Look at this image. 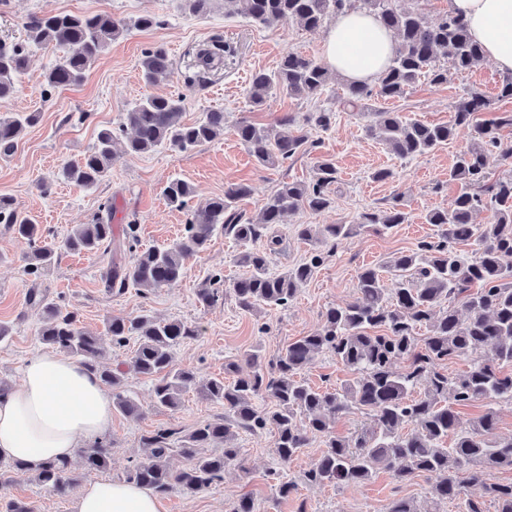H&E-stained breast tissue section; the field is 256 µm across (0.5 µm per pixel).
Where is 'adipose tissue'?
<instances>
[{"label": "adipose tissue", "mask_w": 512, "mask_h": 512, "mask_svg": "<svg viewBox=\"0 0 512 512\" xmlns=\"http://www.w3.org/2000/svg\"><path fill=\"white\" fill-rule=\"evenodd\" d=\"M472 40L502 73L512 74V0H448ZM396 43L368 12L338 14L322 45L324 63L350 82L374 83ZM112 421V398L99 379L70 358L44 352L29 358L17 387L0 395V456L38 468L72 458ZM73 512H161L149 489L120 480L88 484Z\"/></svg>", "instance_id": "adipose-tissue-1"}]
</instances>
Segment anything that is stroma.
<instances>
[{
	"instance_id": "1",
	"label": "stroma",
	"mask_w": 512,
	"mask_h": 512,
	"mask_svg": "<svg viewBox=\"0 0 512 512\" xmlns=\"http://www.w3.org/2000/svg\"><path fill=\"white\" fill-rule=\"evenodd\" d=\"M100 11L126 19L149 12L158 17L159 23L114 39L80 84L56 90L49 97L43 93L44 74L58 51L51 47L35 50L17 94L0 105V114L39 115L38 121L24 131L13 153L0 154V196L10 197L38 224L48 242L61 244L75 225L88 223L99 204L108 200L114 225L137 224L142 247H162L180 235L185 222L184 212L168 205L163 195L172 178L192 183L202 200L223 194L231 184H249L254 193L242 207L253 215L280 181L310 180L319 154L332 158L339 173L332 194L334 203L320 213L302 209L286 217L278 227L282 243L271 256L272 269H286L305 257L307 246L296 236L297 225L352 224L362 211L387 207L396 197L409 221L388 231L364 232L342 240L335 256L300 288L288 307L257 313L239 310L230 295L213 307L203 306L198 300V289L211 274L223 273L229 284L245 273L236 262L237 246L223 235H214L203 252L189 259L187 275L177 286L154 292L131 288L122 294H110L100 285L99 275L108 262L102 255L62 253L51 270L44 272L38 282H31L23 271L26 241L0 224V322L11 327L10 336L0 341V381L12 387L19 384L26 360L46 349L36 336L42 311L28 300L34 285L51 299L77 310L86 330L102 335L104 365L108 368L129 362L136 343L130 340L121 346L113 344L104 334L106 319L145 312L200 327V336L174 351L175 362L194 369L198 382L223 377L225 360L239 358L256 346L265 359L276 357L288 342L318 329L326 308L353 298L361 267L381 264L392 254L411 249L431 236L434 228L426 224V213L450 207L460 190L449 172L456 155L467 144L466 134H458L424 157L401 160L367 135L372 112L394 111L430 124L444 123L458 100L470 91L482 93L490 102L483 119L512 111V100L497 98L503 75L487 60L473 71L449 74L447 84L442 86L420 82L400 99L373 104L368 113L344 109L347 83L336 74L330 76L319 99L282 96L273 100L270 108L254 110L248 100L252 72L274 70L287 51L321 58L326 31H307L294 24L269 28L254 25L245 14L243 0L230 7L224 0H211L200 14L189 13L183 0H0V38L25 39L22 23L31 13ZM216 39L231 48L224 57L223 69L189 82L195 50ZM159 45L168 51L174 73L157 85V92L183 95L182 119L188 123L202 118L205 112L223 111V137L186 154L160 148L141 156L118 158L108 177L90 189L65 179L64 165L78 161L95 143L101 129L117 126L124 112L147 93L139 62L145 49ZM318 108L331 110L334 119L328 130H310L311 139L318 144L315 154L295 156L279 167H258L232 133L244 117L268 125L286 114L303 120L306 113ZM383 167L393 170L395 179L372 181L371 172ZM41 182L52 183L50 195L39 193L37 185ZM125 384L141 404L143 414L134 419L113 412L112 424L103 435L112 448V462L105 471L82 475L80 486L125 479L131 462L144 453L141 436L146 431L172 428L184 436L224 415L223 404L202 399L194 389L183 394L178 409L170 411L154 407L153 379L130 372ZM235 444L241 450V467L228 469L223 481L195 494L175 490L163 495V512H229L232 502L243 496L252 498L256 512H297L302 503L309 512H384L398 493L414 498L423 510L429 506V490L434 482L430 476H418L400 486L381 471L358 486L308 487L304 474L324 448L319 437L282 466L277 463L270 432L237 433ZM274 467L297 483V494L287 499L278 496L267 476ZM77 495V489L64 495L50 493L33 478L0 470V512H5L12 501L27 504L32 512H71Z\"/></svg>"
}]
</instances>
